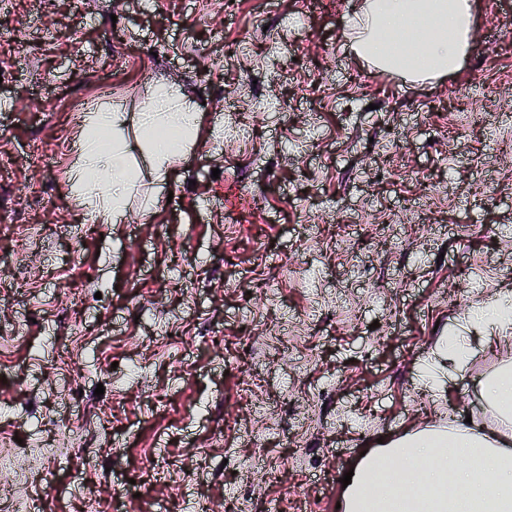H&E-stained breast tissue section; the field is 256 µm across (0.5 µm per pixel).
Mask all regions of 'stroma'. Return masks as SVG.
Listing matches in <instances>:
<instances>
[{
	"mask_svg": "<svg viewBox=\"0 0 512 512\" xmlns=\"http://www.w3.org/2000/svg\"><path fill=\"white\" fill-rule=\"evenodd\" d=\"M362 4L0 0L21 35L0 47V453L26 470L0 475V512H112L117 476L126 512H337L378 440L491 421L512 337L471 313L512 299V0H473L472 51L419 81L350 50ZM164 86L197 119L157 185L140 115ZM113 105L135 178L102 224L76 153L31 146ZM67 427L75 447L31 466Z\"/></svg>",
	"mask_w": 512,
	"mask_h": 512,
	"instance_id": "obj_1",
	"label": "stroma"
}]
</instances>
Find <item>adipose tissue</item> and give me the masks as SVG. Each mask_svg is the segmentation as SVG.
Instances as JSON below:
<instances>
[{"label":"adipose tissue","mask_w":512,"mask_h":512,"mask_svg":"<svg viewBox=\"0 0 512 512\" xmlns=\"http://www.w3.org/2000/svg\"><path fill=\"white\" fill-rule=\"evenodd\" d=\"M355 26L351 48L376 68L412 78L449 74L473 45L472 0H364ZM387 32L398 36L399 48L384 40ZM415 34L419 42L410 43ZM194 117L193 106L168 92L154 98L144 114L142 126L177 134L154 143L156 183L167 180L166 162L178 149L177 138L189 134ZM104 170L111 174L108 189L98 181ZM131 181L124 144L117 140L108 148L98 136L82 141L76 187L82 198L97 200L102 223L123 220ZM485 398L500 417L496 427L460 424L447 435L422 430L390 442L379 464L362 456L351 485L367 512H512L511 367L488 377Z\"/></svg>","instance_id":"1"}]
</instances>
